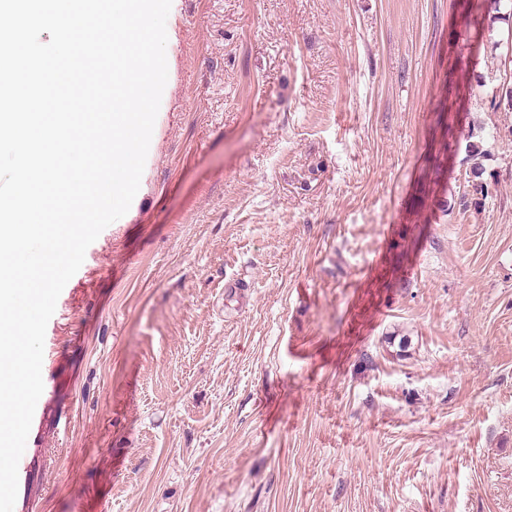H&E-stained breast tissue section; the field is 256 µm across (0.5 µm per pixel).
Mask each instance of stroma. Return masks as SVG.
Masks as SVG:
<instances>
[{"label":"stroma","instance_id":"stroma-1","mask_svg":"<svg viewBox=\"0 0 512 512\" xmlns=\"http://www.w3.org/2000/svg\"><path fill=\"white\" fill-rule=\"evenodd\" d=\"M166 30L139 191L46 328L14 512H512V29L172 0Z\"/></svg>","mask_w":512,"mask_h":512}]
</instances>
